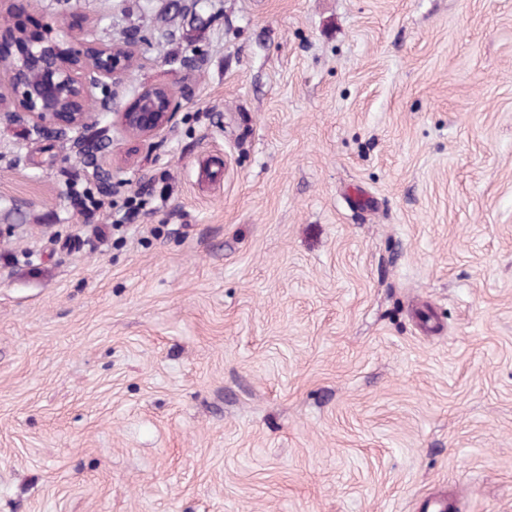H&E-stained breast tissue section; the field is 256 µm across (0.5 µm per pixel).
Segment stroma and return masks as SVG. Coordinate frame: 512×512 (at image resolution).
Here are the masks:
<instances>
[{"instance_id": "1", "label": "stroma", "mask_w": 512, "mask_h": 512, "mask_svg": "<svg viewBox=\"0 0 512 512\" xmlns=\"http://www.w3.org/2000/svg\"><path fill=\"white\" fill-rule=\"evenodd\" d=\"M14 22L137 34L114 110L161 62L179 108L94 167L0 123V512H512V0Z\"/></svg>"}]
</instances>
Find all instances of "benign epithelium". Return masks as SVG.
Wrapping results in <instances>:
<instances>
[{
	"label": "benign epithelium",
	"mask_w": 512,
	"mask_h": 512,
	"mask_svg": "<svg viewBox=\"0 0 512 512\" xmlns=\"http://www.w3.org/2000/svg\"><path fill=\"white\" fill-rule=\"evenodd\" d=\"M47 33H13L20 51L0 55V121L23 116L32 130L66 137L103 124L121 137L146 140L174 124V90L159 79L123 112L112 111V87L137 67V38L76 50Z\"/></svg>",
	"instance_id": "1"
}]
</instances>
